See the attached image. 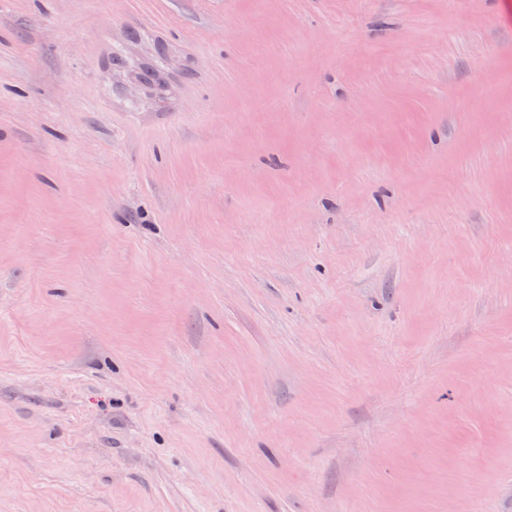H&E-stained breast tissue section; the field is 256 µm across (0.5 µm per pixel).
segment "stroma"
I'll return each mask as SVG.
<instances>
[{
  "instance_id": "stroma-1",
  "label": "stroma",
  "mask_w": 512,
  "mask_h": 512,
  "mask_svg": "<svg viewBox=\"0 0 512 512\" xmlns=\"http://www.w3.org/2000/svg\"><path fill=\"white\" fill-rule=\"evenodd\" d=\"M0 512H512V0H0Z\"/></svg>"
}]
</instances>
